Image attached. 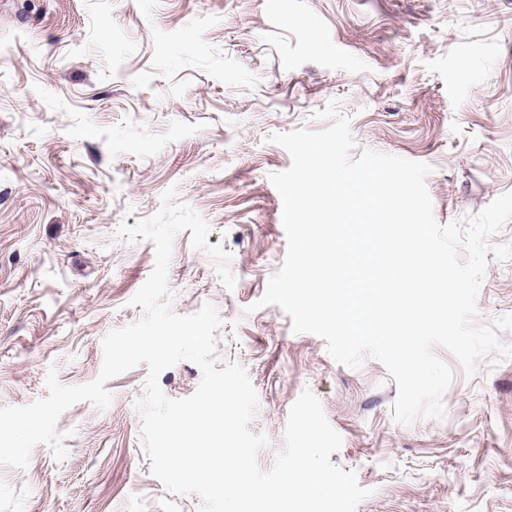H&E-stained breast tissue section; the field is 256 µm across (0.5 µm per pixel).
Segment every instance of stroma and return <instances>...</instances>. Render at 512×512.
Masks as SVG:
<instances>
[{"label": "stroma", "instance_id": "stroma-1", "mask_svg": "<svg viewBox=\"0 0 512 512\" xmlns=\"http://www.w3.org/2000/svg\"><path fill=\"white\" fill-rule=\"evenodd\" d=\"M333 99L358 148L430 165L439 224L481 211L512 191V0H0V406L47 397L53 366L69 385L99 375L155 263L117 227L174 186L236 285L180 233L172 308H217L216 358L258 395L262 470L308 388L342 439L331 462L368 491L356 512H512V357L469 376L436 348L454 373L445 415L404 426L380 361L343 366L256 306L287 247L270 176L291 158L269 137L328 127ZM477 307L487 325L512 314V260L489 261ZM146 374L108 381L106 410L60 415L65 460L40 444L26 469L0 466V512H199L151 472Z\"/></svg>", "mask_w": 512, "mask_h": 512}]
</instances>
